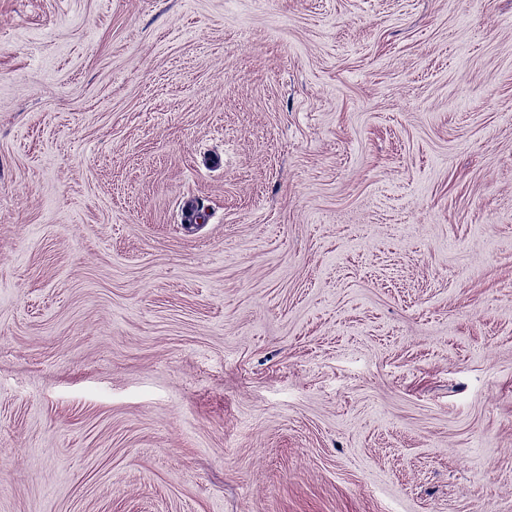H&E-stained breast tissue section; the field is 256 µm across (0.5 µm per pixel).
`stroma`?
<instances>
[{
    "label": "stroma",
    "instance_id": "35a3bbf8",
    "mask_svg": "<svg viewBox=\"0 0 512 512\" xmlns=\"http://www.w3.org/2000/svg\"><path fill=\"white\" fill-rule=\"evenodd\" d=\"M0 512H512V0H0Z\"/></svg>",
    "mask_w": 512,
    "mask_h": 512
}]
</instances>
